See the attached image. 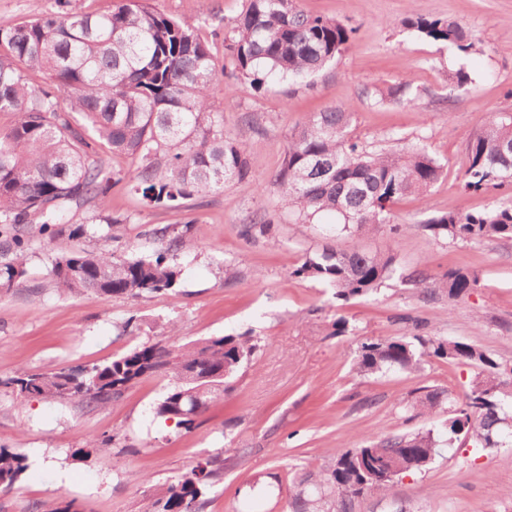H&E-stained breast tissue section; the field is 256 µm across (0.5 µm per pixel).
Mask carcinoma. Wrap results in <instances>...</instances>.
Listing matches in <instances>:
<instances>
[{
    "label": "carcinoma",
    "mask_w": 512,
    "mask_h": 512,
    "mask_svg": "<svg viewBox=\"0 0 512 512\" xmlns=\"http://www.w3.org/2000/svg\"><path fill=\"white\" fill-rule=\"evenodd\" d=\"M409 25L462 52L473 48L470 31L459 23L418 17ZM354 34L335 19L306 13L298 0H246L230 22L224 64L218 67L194 28L145 0H118L106 13H42L0 28V113L13 117L11 126L0 130V294L20 286L29 225L40 224L50 239L87 235V225L70 224L67 216L72 207L91 201L106 206L110 155L139 160L117 181H127L132 192L154 204L190 200L249 177L242 142L224 133V115L211 106L217 72L224 74L226 88L247 78L260 91L270 75L297 80L323 70L349 48ZM31 74L47 82L34 86ZM385 96L398 103L414 100L407 82L389 87ZM351 121L343 107L312 114L289 135L270 183L282 208L297 219L319 224L333 217L336 237L363 236L382 226L396 231L401 225L390 205L427 193L445 175V164L420 144L400 153L369 152L350 137ZM467 150L466 189L512 186L511 113L490 121ZM424 227L451 241L512 240V194L483 212L433 215ZM185 244L182 234L149 257L75 249L54 259L49 276L63 293L131 298L159 293L175 286L178 271L169 252ZM292 274L319 280L347 299L377 290L397 268L390 253L327 245L306 255ZM401 280L425 298L445 292L458 300L481 287L479 274L462 268ZM257 349L249 336H214L179 346L144 343L92 367L0 377V388L23 399L105 406L144 378L166 376L173 384L155 413L189 430ZM433 360L480 369L462 401H448V450L462 434L483 449L512 446V369L475 345L433 336L363 342L355 366L362 375L412 373ZM415 393L413 408L420 413L442 404L436 389L420 387ZM442 449L430 431L348 449L318 470L295 476L291 512H354L357 500L390 490L399 474L424 471ZM225 462L221 457L198 462L156 495L150 512H201L203 490L224 476ZM26 470L24 456L0 446L1 493L12 490Z\"/></svg>",
    "instance_id": "carcinoma-1"
}]
</instances>
